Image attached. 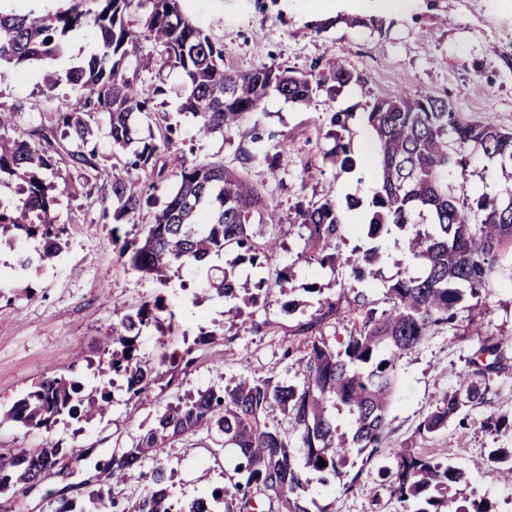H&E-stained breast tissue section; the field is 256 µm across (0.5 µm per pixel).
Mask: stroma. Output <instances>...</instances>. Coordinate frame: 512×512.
Segmentation results:
<instances>
[{"mask_svg": "<svg viewBox=\"0 0 512 512\" xmlns=\"http://www.w3.org/2000/svg\"><path fill=\"white\" fill-rule=\"evenodd\" d=\"M178 8L214 41L224 46V66L247 71L266 64L317 77L326 75L331 58L341 59L357 82L339 91H317L304 103L270 94L245 117L249 126L270 133L276 171L249 163L253 177L267 185L268 211L278 249L268 266L234 264L240 298L257 297L253 320L230 322L227 301L206 281V271L186 267L167 283L142 276L119 259L110 227L99 216L110 206V187L99 181L92 198L60 195L56 212L67 228L68 245L52 263L24 280L0 278V453L36 451L58 444L85 448L83 459H65L55 474L14 501L0 494V512H52L57 500L80 503L88 492L109 483L113 452L131 448L150 428L162 407L176 396L210 387L233 385L243 374L297 383L298 358L309 336L301 324L317 319L330 299L353 301L362 292L370 307L387 306L392 280L416 272L406 249V234L391 229L378 239L364 228L368 204L378 188L376 141L366 114L376 99L421 92L442 97L465 119L512 131V0H412L406 13H381L374 0H178ZM360 18L357 26L346 25ZM68 55L53 62L0 64V105L22 107V121L39 125L48 79L80 64L92 50L84 30L67 36ZM144 84L163 82L166 105L153 113L154 133L176 129L174 143L163 153L166 181L159 191L167 200L177 187L183 161L221 160L240 166L250 142L216 132L199 135L198 122L180 112L186 81L178 70L144 71ZM348 114L345 139L356 159L348 172L326 162L331 116ZM333 193L342 229L335 240L341 256L377 248V277L355 281L349 267H323L311 260L308 231L295 218L298 205L322 201ZM286 269L287 281L276 273ZM161 301L158 321L138 337L137 354L161 363L160 376L147 394L129 397L122 380H111L104 338L123 315L144 302ZM319 319V318H318ZM482 326L469 333L470 321ZM269 330H262V323ZM219 333L210 341L211 333ZM505 338L504 359L488 375L483 403L464 407L462 422L433 434L418 425L444 392L454 390L459 373L481 337ZM192 364H184L183 355ZM67 375L86 389L109 387L112 405L101 421L62 420L47 431H25L5 417L12 404L44 378ZM512 418V277L499 278L478 304L463 301L456 328L432 331L397 361L396 387L389 411V439L377 457L349 456L342 481L312 485L308 497L336 512H402L384 487L381 466L393 464L409 448L459 468L465 495L486 499L494 512H512V483L491 475L486 465L493 448H512V429L491 433L483 424L491 414ZM172 474L175 507H187L203 491L231 486L238 476L230 449L219 434L199 433L168 442L142 463L141 475L114 486L119 501L144 493V475L156 465ZM352 490H344L345 482Z\"/></svg>", "mask_w": 512, "mask_h": 512, "instance_id": "35a3bbf8", "label": "stroma"}]
</instances>
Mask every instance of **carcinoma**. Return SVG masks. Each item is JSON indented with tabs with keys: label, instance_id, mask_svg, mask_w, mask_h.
<instances>
[{
	"label": "carcinoma",
	"instance_id": "carcinoma-1",
	"mask_svg": "<svg viewBox=\"0 0 512 512\" xmlns=\"http://www.w3.org/2000/svg\"><path fill=\"white\" fill-rule=\"evenodd\" d=\"M93 17L81 9V0L54 13L33 5L23 12L0 10V60L17 64L59 60L66 52L65 36L91 28L95 38L89 58L49 79L46 97L69 87L66 102L46 108L40 125L20 126L22 109L0 108V178L20 176V199L0 203V237L10 233L39 237L42 248L16 260L20 270L39 271L67 247L66 227L57 223L58 195L91 198L98 180L109 183L112 243L118 256L144 276L163 281L184 267H204L213 255L228 247L237 250L216 288L237 299L233 267L249 263L262 268L274 255L277 242L266 233L262 215L267 211L265 183L251 179L247 169H231L221 161L183 162L177 188L140 239L120 241L119 225L136 224L141 212L152 207L148 190L165 181L155 172L157 154L172 144V127L155 137L141 134L144 120L165 105L164 89L146 87L139 73L152 67L180 70L189 84L182 111L198 118L199 132L237 133L256 146L243 157L247 164L261 159L270 172L278 154L266 150V140L255 126L243 127L246 114L276 93L296 103L308 101L325 84L341 88L354 80L344 65L334 63L328 75L313 79L279 67L262 65L245 72L224 68L223 45L185 19L177 0H99ZM144 10V30L124 21L131 9ZM149 39L154 52L132 70L129 58L138 56L141 40ZM377 144L378 189L371 201L368 235L379 237L393 225L407 232L408 250L419 271L394 281L387 290L389 308L365 312L357 334L335 346L323 335L310 337L306 357L299 361L302 381L280 384L270 378L242 376L232 387L209 388L194 396L167 403L155 423L131 448L112 454V480L123 483L138 471L143 459L178 437L216 431L224 445L236 450L235 469L242 480L232 488H214L188 508L174 510L164 466L150 474V488L132 504H119L112 487L91 490L79 506L60 501L53 512H220L231 500L233 512H310L306 495L310 485H326L340 476V468L354 453L371 458L386 447L388 412L396 380V360L416 347L431 331L452 327L457 307L467 297L480 299L492 282L505 274L503 261L512 256V190L473 197L464 189L467 151L474 149L499 168H512V131L464 119L445 99L413 93L380 99L367 115ZM101 127L112 145L103 156L88 148L92 126ZM328 158L342 170L353 167L350 143L333 135ZM68 160L74 173L63 186L46 181ZM261 216L256 224L253 215ZM308 230L314 258L322 265L336 264L333 241L339 235L336 204L330 199L297 209ZM376 249L349 260L357 280L374 273ZM159 301L145 303L124 315L112 328L109 367L126 379L134 397L150 390L159 370L142 362L133 341L156 319ZM503 342L481 341L478 355L491 358L460 377L458 388L436 400L418 426L432 434L448 425L462 407L484 402L486 378L501 363ZM81 381L62 375L43 379L14 402L6 413L28 431L48 430L68 417L88 422L105 418L110 393L82 397ZM348 408L351 434L338 433L329 408ZM279 411L287 427L272 424ZM83 449L54 445L29 453L21 448L0 454V493L14 497L26 485L45 478L64 456L80 457ZM324 462L321 467L318 462ZM488 461L494 476L512 479V450L493 448ZM382 479L402 504L403 512H492L483 500H459L451 493L464 479L463 472L419 453L405 450L382 470Z\"/></svg>",
	"mask_w": 512,
	"mask_h": 512
}]
</instances>
